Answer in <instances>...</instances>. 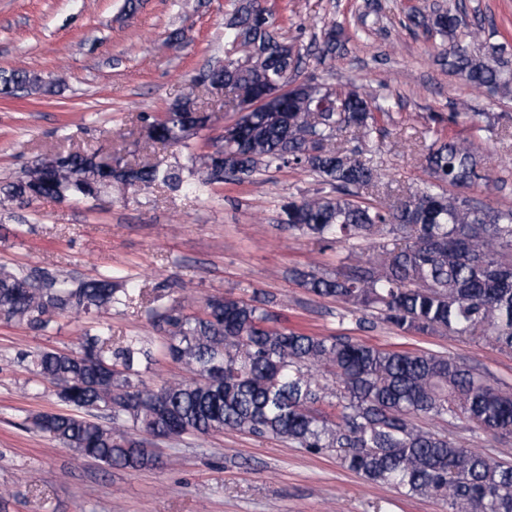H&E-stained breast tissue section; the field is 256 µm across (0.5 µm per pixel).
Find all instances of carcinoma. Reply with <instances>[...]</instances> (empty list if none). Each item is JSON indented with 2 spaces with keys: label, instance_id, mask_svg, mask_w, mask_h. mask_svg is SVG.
Listing matches in <instances>:
<instances>
[{
  "label": "carcinoma",
  "instance_id": "carcinoma-1",
  "mask_svg": "<svg viewBox=\"0 0 512 512\" xmlns=\"http://www.w3.org/2000/svg\"><path fill=\"white\" fill-rule=\"evenodd\" d=\"M409 22L448 41V70L512 100V65L502 48L493 44L474 55L463 45L481 28L462 31V18L443 8L416 10ZM224 46V63L194 76L179 105L161 117H142L151 140L183 149L186 162L121 165L96 152L60 150L1 183L0 203L96 199L115 185L197 190L226 179L240 183L273 167L300 169L325 188L282 204L280 223L325 247L348 243L361 250L333 276L314 268L296 272L301 286L369 311L403 335L448 334L512 351V208L453 192L487 181L482 127L472 124L474 133L464 139L432 141L423 188L367 202L362 195L378 186V170L334 142L344 132L360 138L380 132L390 117L386 98L291 78L303 54L260 0H233ZM340 49L333 31L320 58L334 61ZM201 86L256 97L271 91L284 111L258 106L236 136L200 157ZM23 93L59 90L24 68L0 70V96ZM127 295L121 277L0 270V317L36 330L49 329L66 312H109ZM156 318L166 354L191 379L147 386L133 379L134 362L144 354L135 339L114 350L105 331L88 334L81 353L31 356L34 373L53 382L73 409L35 416L36 430L109 467L136 469L157 460L142 432L174 439L230 429L314 454L335 450L347 470L408 496L440 498L448 512H512V458L480 449L512 442V387L490 383L480 368L442 354L284 327L267 309L238 297L208 298L201 316L186 313L179 301ZM216 365L222 374L199 379ZM460 422L469 437L459 434Z\"/></svg>",
  "mask_w": 512,
  "mask_h": 512
}]
</instances>
